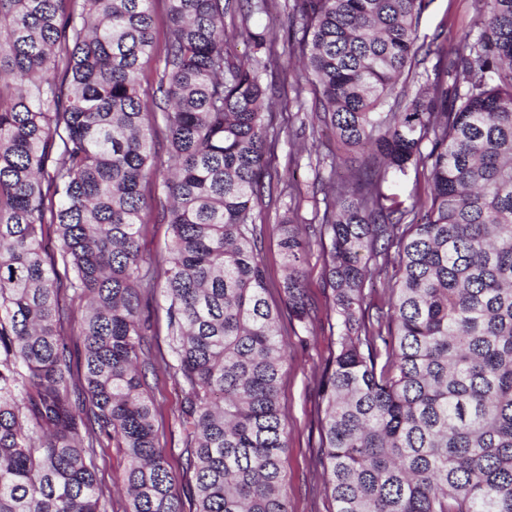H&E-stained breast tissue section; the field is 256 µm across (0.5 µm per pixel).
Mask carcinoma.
Segmentation results:
<instances>
[{
    "label": "carcinoma",
    "instance_id": "obj_1",
    "mask_svg": "<svg viewBox=\"0 0 512 512\" xmlns=\"http://www.w3.org/2000/svg\"><path fill=\"white\" fill-rule=\"evenodd\" d=\"M152 2L0 0V512H104L103 438L128 461L125 512H182L140 362L150 181L169 200L164 365L182 387L195 512H289L288 351L254 216L273 193L267 111L282 86L262 84L224 30L225 11L247 20L273 0H165L159 50ZM474 2L477 32L448 50L441 31L416 44L427 0H295L293 41L320 90L311 139L326 128L337 148L316 223L300 228L290 208L275 231L281 293L304 328L306 258L315 244L327 256L337 335L318 380L319 464L334 512H512V0ZM245 33L276 63L266 31ZM432 55L424 82L398 86ZM411 168L431 181L421 206L389 188ZM391 267L388 311L373 313L366 285ZM64 286L88 301L81 351Z\"/></svg>",
    "mask_w": 512,
    "mask_h": 512
}]
</instances>
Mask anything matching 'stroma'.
Wrapping results in <instances>:
<instances>
[{
	"label": "stroma",
	"mask_w": 512,
	"mask_h": 512,
	"mask_svg": "<svg viewBox=\"0 0 512 512\" xmlns=\"http://www.w3.org/2000/svg\"><path fill=\"white\" fill-rule=\"evenodd\" d=\"M476 11L473 0H429L417 29L419 41L431 40L437 31H446L449 42H456L473 28ZM267 29L275 39L280 53V66L288 79H300L303 87L300 98L292 94L279 97L272 106L269 118L279 132L277 148L272 157V171L281 181H293L294 195L300 206L295 219L300 224L311 223L315 211L313 191L317 182L330 173L329 164L319 162L310 153V143L301 135L299 127L308 120L315 99V88L309 80L301 79V67L288 46L289 29L301 26V20L292 11V0H276L270 13L253 14L250 22H243L237 11L224 16V28L232 34L231 48L235 55L254 59L258 53L244 34L245 27ZM289 204L288 197H280L270 205L255 208L257 223L264 226L261 253L269 279L268 298L274 305L283 303L279 284L283 278L282 257L273 231ZM325 261L321 249H312L306 263L305 290L310 304L311 321L308 328H300L282 311L278 329L280 338L288 346V360L281 377V403L288 416V449L282 457V469L288 480L289 512H333L327 497L318 463L323 404L317 390V380L329 355L331 325L335 315L330 310L331 290L324 275ZM149 394L154 402V425L158 444L167 451L168 462L178 472L183 491L195 484L193 472L184 471L183 448L179 426L182 393L170 373L157 371L147 378ZM95 465L100 486L112 495L106 512H124L125 503L120 493L127 461L123 449L115 442L101 440L95 448Z\"/></svg>",
	"instance_id": "1"
}]
</instances>
